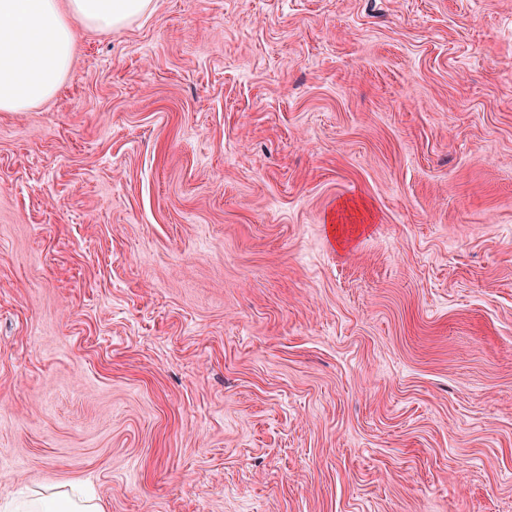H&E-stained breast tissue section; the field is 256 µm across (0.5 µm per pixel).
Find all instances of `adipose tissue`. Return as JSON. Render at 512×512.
Returning <instances> with one entry per match:
<instances>
[{"label":"adipose tissue","instance_id":"adipose-tissue-1","mask_svg":"<svg viewBox=\"0 0 512 512\" xmlns=\"http://www.w3.org/2000/svg\"><path fill=\"white\" fill-rule=\"evenodd\" d=\"M153 0H0V112L51 98L72 62L75 26L109 33L148 15ZM17 512H103L67 493L35 496Z\"/></svg>","mask_w":512,"mask_h":512}]
</instances>
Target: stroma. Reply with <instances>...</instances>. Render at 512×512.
<instances>
[{"mask_svg":"<svg viewBox=\"0 0 512 512\" xmlns=\"http://www.w3.org/2000/svg\"><path fill=\"white\" fill-rule=\"evenodd\" d=\"M512 512V0H154L0 112V512ZM17 512H103L92 499L63 493L52 496H34L21 502Z\"/></svg>","mask_w":512,"mask_h":512,"instance_id":"35a3bbf8","label":"stroma"}]
</instances>
